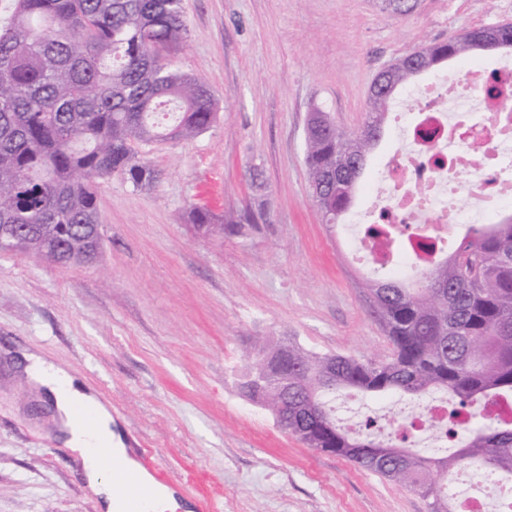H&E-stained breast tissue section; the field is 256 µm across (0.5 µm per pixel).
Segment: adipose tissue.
<instances>
[{
  "label": "adipose tissue",
  "mask_w": 512,
  "mask_h": 512,
  "mask_svg": "<svg viewBox=\"0 0 512 512\" xmlns=\"http://www.w3.org/2000/svg\"><path fill=\"white\" fill-rule=\"evenodd\" d=\"M24 370L31 383L50 399L63 433L62 444L80 463L87 486L97 497L102 512H120L122 503L113 493L112 475L122 470L135 473L149 491L144 512H179L175 491L163 484L131 457L120 432L113 430L112 413L97 395L77 382L65 367L37 355H27ZM90 421L81 425L77 411Z\"/></svg>",
  "instance_id": "1"
}]
</instances>
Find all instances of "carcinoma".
Returning a JSON list of instances; mask_svg holds the SVG:
<instances>
[{
	"mask_svg": "<svg viewBox=\"0 0 512 512\" xmlns=\"http://www.w3.org/2000/svg\"><path fill=\"white\" fill-rule=\"evenodd\" d=\"M0 7V252H31L55 264L90 265L101 251L74 232L99 223L97 185L122 173L136 187L153 170L136 146L188 142L218 120L210 87L174 69L164 55L188 29L182 0H6ZM482 50L466 36L426 48L427 67ZM393 95L371 97L364 132L354 137L312 126L305 163L326 224L348 209L366 159L380 136ZM168 111L166 124L156 114ZM207 234L256 223L250 213L216 216L195 209ZM398 256L365 281L393 352L361 360L319 355L288 342L259 349L240 382L249 400L288 413V433L304 445L354 462L429 500L430 512H453L437 477L464 464L476 477L512 482V420L489 412L512 404V219L473 225L441 262L424 260L419 282L397 279ZM356 391L379 398L427 399L443 391L461 419L441 421L434 440L456 439L452 456L433 458L383 439L366 419L356 435L336 424L326 396Z\"/></svg>",
	"mask_w": 512,
	"mask_h": 512,
	"instance_id": "obj_1",
	"label": "carcinoma"
}]
</instances>
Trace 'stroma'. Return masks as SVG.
Returning a JSON list of instances; mask_svg holds the SVG:
<instances>
[{
    "instance_id": "stroma-1",
    "label": "stroma",
    "mask_w": 512,
    "mask_h": 512,
    "mask_svg": "<svg viewBox=\"0 0 512 512\" xmlns=\"http://www.w3.org/2000/svg\"><path fill=\"white\" fill-rule=\"evenodd\" d=\"M189 36L168 62L203 79L220 118L189 142L140 145L157 173L98 190L102 249L88 267L0 252V512H100L48 423L21 352L67 366L112 412L132 456L178 498L214 512H428V501L350 461L307 448L243 397L257 344L316 354L391 350L353 250L327 224L304 161L310 112L339 130L369 120L375 76L420 47L512 23V0H183ZM383 130L352 209L380 181ZM264 210L237 235H207L191 207ZM418 402L336 401L351 425L397 420Z\"/></svg>"
}]
</instances>
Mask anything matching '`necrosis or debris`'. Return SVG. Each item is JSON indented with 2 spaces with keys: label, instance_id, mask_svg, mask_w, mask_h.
I'll return each mask as SVG.
<instances>
[{
  "label": "necrosis or debris",
  "instance_id": "necrosis-or-debris-1",
  "mask_svg": "<svg viewBox=\"0 0 512 512\" xmlns=\"http://www.w3.org/2000/svg\"><path fill=\"white\" fill-rule=\"evenodd\" d=\"M468 86L466 94L435 80L418 87L409 143L386 161V191L369 211V223L400 233L413 260L419 243L440 240L442 227L478 223L481 213L512 203V61L472 72ZM482 86L492 94L477 95ZM465 167L479 174L463 183ZM442 177L459 182L471 207H449L447 189L436 186Z\"/></svg>",
  "mask_w": 512,
  "mask_h": 512
}]
</instances>
